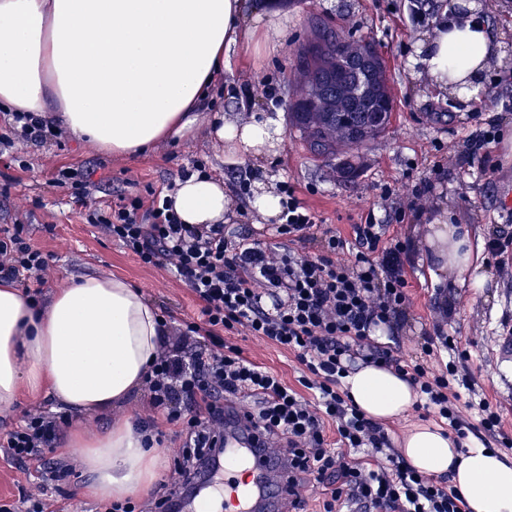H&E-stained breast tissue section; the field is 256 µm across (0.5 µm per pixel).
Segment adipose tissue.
<instances>
[{"label": "adipose tissue", "instance_id": "obj_1", "mask_svg": "<svg viewBox=\"0 0 512 512\" xmlns=\"http://www.w3.org/2000/svg\"><path fill=\"white\" fill-rule=\"evenodd\" d=\"M483 7L448 0L438 24L416 43L417 78L437 94L471 102L501 60L500 35ZM267 53L288 37V18L245 0H0V105L56 119L61 131L125 158L172 135L205 131L231 158L274 154L280 118L260 111L237 124L203 104L224 79V55L242 36ZM182 223L221 224L234 199L221 178L198 171L170 193ZM429 239L440 269L461 274L478 256L466 227L435 221ZM166 329L157 307L129 280L86 275L60 289L43 310L0 282V412L23 394H45L73 411L124 403L144 381ZM370 417L387 421L417 400L392 372L363 366L343 380ZM85 492L101 500L147 493L161 477L162 452L145 447L126 421L94 435L71 431ZM400 446L427 474H450L468 512H512V460L474 444L459 449L441 428L419 424Z\"/></svg>", "mask_w": 512, "mask_h": 512}]
</instances>
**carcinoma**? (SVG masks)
<instances>
[{"label": "carcinoma", "instance_id": "obj_1", "mask_svg": "<svg viewBox=\"0 0 512 512\" xmlns=\"http://www.w3.org/2000/svg\"><path fill=\"white\" fill-rule=\"evenodd\" d=\"M351 47L370 48L373 42L345 36L325 24L314 27L313 35L296 52V69L301 75L309 71L329 70L339 81L353 85L356 77L343 69L336 68V53L343 44ZM311 96L306 84L298 88L293 105L289 106L294 127L300 132L310 150L320 156H334L340 148L347 146L361 148L378 138L385 127H369L366 112L370 107L355 100L349 112H334L323 117L312 113L306 103Z\"/></svg>", "mask_w": 512, "mask_h": 512}]
</instances>
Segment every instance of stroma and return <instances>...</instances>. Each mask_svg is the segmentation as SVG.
<instances>
[{"label": "stroma", "instance_id": "1", "mask_svg": "<svg viewBox=\"0 0 512 512\" xmlns=\"http://www.w3.org/2000/svg\"><path fill=\"white\" fill-rule=\"evenodd\" d=\"M288 16V39L271 55L237 49L230 56L226 86L216 104L227 120L243 124L253 111L287 113L298 87L297 49L311 36L316 23L328 21L353 37L372 40L381 53L394 95L393 117L384 135L360 149H342L351 160V174H341L336 162L311 154L296 131H289L276 156L244 164L224 157L220 145L204 135L175 137L135 159H119L94 146L63 138L32 140L16 137L10 152L0 155V225L29 226L33 243L48 256L49 292L78 277L112 272L139 287L171 328L193 317L195 305L185 286L164 269L143 267L98 227L81 217L83 205L70 191L52 186L64 167L86 174L96 186L94 202L101 207L120 199L147 197L149 190L170 192L181 168L202 161L232 182L240 173L250 178L275 177L293 186L298 198L317 215L324 230L342 238L352 236L353 224L367 215L387 225L390 242L412 243L415 252L406 268L411 301L402 331L404 356L415 353L440 305H448L446 330L467 353V365L512 436V255H490L495 238L512 239V157L502 145L512 137V0L491 17L504 32L507 54L487 78L479 104L464 105L453 97H436L412 76L409 60L420 35L438 12L422 0H269ZM276 88L275 96L262 86ZM488 137L485 153L472 154L476 138ZM431 193L415 198L422 182ZM449 223L468 225L480 253L478 269L460 275L436 276L428 245L430 225L440 214ZM245 356L295 381L292 354L252 336L234 339ZM68 418L89 432L111 425L116 414L130 419L145 416L142 393H134L120 412L78 413L47 396H22L15 408L0 413V438L22 425L28 414ZM70 481L47 500L48 512H96L98 502L84 493L89 477L77 467Z\"/></svg>", "mask_w": 512, "mask_h": 512}]
</instances>
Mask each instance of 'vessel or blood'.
<instances>
[{
	"mask_svg": "<svg viewBox=\"0 0 512 512\" xmlns=\"http://www.w3.org/2000/svg\"><path fill=\"white\" fill-rule=\"evenodd\" d=\"M255 434L243 407L225 402L220 495L233 512H286L297 491L293 476L267 449L256 447Z\"/></svg>",
	"mask_w": 512,
	"mask_h": 512,
	"instance_id": "vessel-or-blood-1",
	"label": "vessel or blood"
}]
</instances>
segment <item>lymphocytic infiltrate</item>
I'll return each instance as SVG.
<instances>
[{"label":"lymphocytic infiltrate","instance_id":"f902f5d3","mask_svg":"<svg viewBox=\"0 0 512 512\" xmlns=\"http://www.w3.org/2000/svg\"><path fill=\"white\" fill-rule=\"evenodd\" d=\"M274 235L283 251L262 247L223 225L188 226L167 199L135 198L111 212L95 209L88 223L144 266L169 271L190 291L197 315L167 337L144 385L148 412L136 430L162 438L160 422L185 437L174 461V481L156 491L163 501L186 496L196 479L211 483L214 449L224 431V401H247V416L263 445L287 463L298 486L322 485L321 512H466L446 477L420 473L404 459L383 423L366 416L342 380L356 364L383 366L416 390L415 409L434 415L457 439H497L502 420L442 323L424 338L421 355L404 358L399 333L410 309L405 267L410 244L385 242V225H355L353 241L330 235L314 260L293 244L318 238L315 214L291 186ZM47 257L31 244L23 224L0 226V280L22 284L33 305L45 299ZM389 331L380 342L376 328ZM258 337L294 354L302 367L296 384L244 356L234 335ZM55 417L38 414L0 441V457L19 469L38 464L51 483L73 469L58 451Z\"/></svg>","mask_w":512,"mask_h":512}]
</instances>
